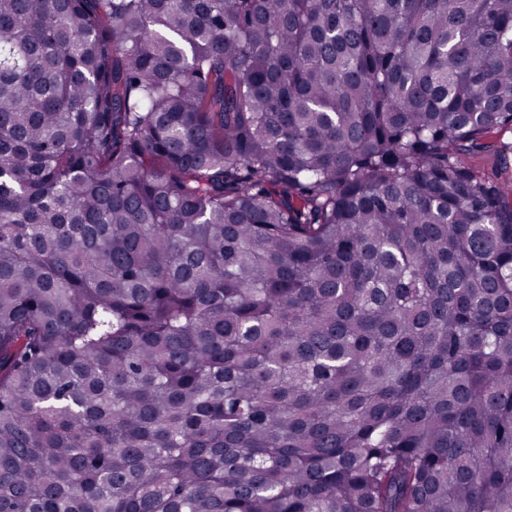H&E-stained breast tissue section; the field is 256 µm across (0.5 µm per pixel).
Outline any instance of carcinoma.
<instances>
[{
  "label": "carcinoma",
  "instance_id": "obj_1",
  "mask_svg": "<svg viewBox=\"0 0 512 512\" xmlns=\"http://www.w3.org/2000/svg\"><path fill=\"white\" fill-rule=\"evenodd\" d=\"M512 0H0V512H512ZM512 142V132L505 131L502 133H494L488 136L487 142L493 145L482 151H478L471 155L468 160L482 173L486 175L495 174L497 170L496 149L500 141Z\"/></svg>",
  "mask_w": 512,
  "mask_h": 512
}]
</instances>
